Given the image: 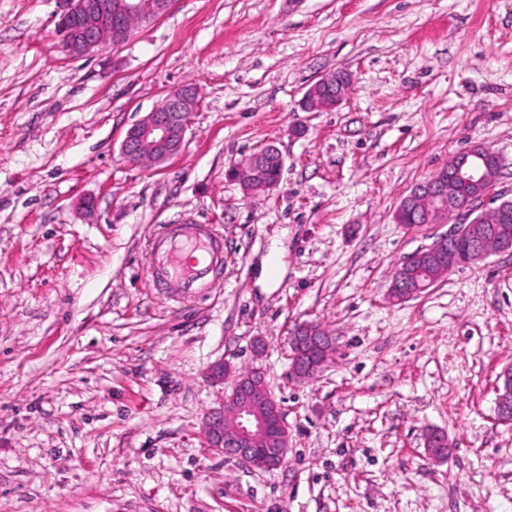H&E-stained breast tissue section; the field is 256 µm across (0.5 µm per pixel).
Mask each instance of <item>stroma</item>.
<instances>
[{"mask_svg": "<svg viewBox=\"0 0 512 512\" xmlns=\"http://www.w3.org/2000/svg\"><path fill=\"white\" fill-rule=\"evenodd\" d=\"M64 7L0 0V512H512V426L495 419L512 253L387 299L396 263L448 230L395 223L416 184L484 145L512 197V0H173L82 58L60 45ZM341 68L347 99L302 111ZM185 85L183 150L125 163L127 129ZM268 143L282 179L245 197L224 173ZM170 224L223 237L207 295L158 285L150 244ZM303 321L337 337L307 381L288 348ZM219 360L264 372L290 434L280 468L206 446ZM429 428L454 443L445 463Z\"/></svg>", "mask_w": 512, "mask_h": 512, "instance_id": "stroma-1", "label": "stroma"}]
</instances>
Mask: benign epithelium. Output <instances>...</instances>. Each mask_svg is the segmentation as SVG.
I'll list each match as a JSON object with an SVG mask.
<instances>
[{
    "mask_svg": "<svg viewBox=\"0 0 512 512\" xmlns=\"http://www.w3.org/2000/svg\"><path fill=\"white\" fill-rule=\"evenodd\" d=\"M65 8L59 16L56 33L64 51L71 57L87 56L107 44L119 45L126 41L132 26H148L170 8L172 0H64ZM349 72L327 75L316 81L305 93L303 109L319 112L339 107L352 87ZM198 103V91L185 86L170 93L165 102L146 113L130 126L120 145L122 159L134 165L147 161L160 165L179 154L185 146L191 115ZM494 165L482 168L474 163L480 157L475 146L453 156L448 166L429 179L417 184L404 205L397 211L398 223L405 214L417 216L421 224H446L448 216H455L453 230L441 235L450 243L469 234L475 201L490 200L487 213L505 209L506 201L491 196L492 188L502 166V157L490 150ZM262 150H257L241 163L228 167L225 176L239 183L245 194L259 189L269 192L281 178H269L263 169ZM433 252V245L424 246L406 256L398 264V274L392 280L388 296L396 303H404L418 296V289L410 287L406 270L423 253ZM512 253V242L493 236L472 238L464 250L440 253L444 273L474 265L492 254ZM291 351V375L305 380L320 373L327 364L328 355L335 347V337L324 328L307 323L294 327L288 336ZM234 375L231 390L224 393L220 405L210 409L203 420L202 435L208 447L251 468L272 471L281 467L290 446V435L278 402L273 397L265 376L255 370L235 373V367L224 360L211 364L207 380L224 385V378ZM495 412L498 420L512 423V365L497 376ZM444 444L442 448H428L426 454L435 463L447 459L452 447L448 436L437 429L430 430Z\"/></svg>",
    "mask_w": 512,
    "mask_h": 512,
    "instance_id": "benign-epithelium-1",
    "label": "benign epithelium"
}]
</instances>
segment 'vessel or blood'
<instances>
[{"label":"vessel or blood","mask_w":512,"mask_h":512,"mask_svg":"<svg viewBox=\"0 0 512 512\" xmlns=\"http://www.w3.org/2000/svg\"><path fill=\"white\" fill-rule=\"evenodd\" d=\"M152 256L165 278L176 280L186 294L201 295L224 261V247L206 225L191 224L156 236Z\"/></svg>","instance_id":"b4317fda"}]
</instances>
